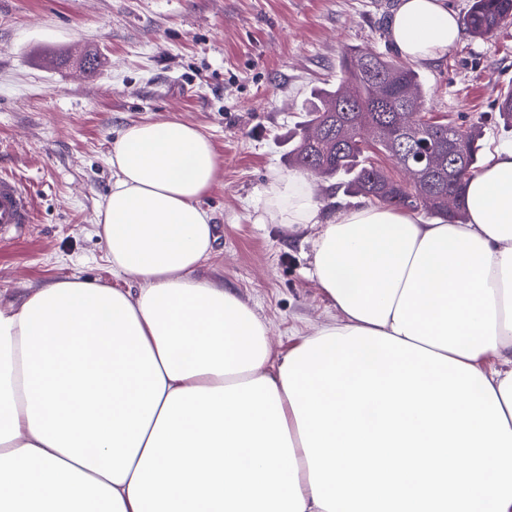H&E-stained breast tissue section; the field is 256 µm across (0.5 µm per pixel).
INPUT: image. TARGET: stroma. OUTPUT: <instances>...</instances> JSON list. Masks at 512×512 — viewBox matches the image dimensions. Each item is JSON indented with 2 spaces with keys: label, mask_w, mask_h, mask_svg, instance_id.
I'll return each mask as SVG.
<instances>
[{
  "label": "stroma",
  "mask_w": 512,
  "mask_h": 512,
  "mask_svg": "<svg viewBox=\"0 0 512 512\" xmlns=\"http://www.w3.org/2000/svg\"><path fill=\"white\" fill-rule=\"evenodd\" d=\"M395 0H0V174L35 200L33 223L0 233V299L78 275L120 288L95 222L112 187L108 156L132 122L201 127L220 168L203 200L220 232L204 271L234 288L282 356L334 321L307 270L306 231L258 223L272 172L341 54L391 49ZM96 59L95 73L82 66ZM417 70L434 115L476 120L512 85V26L464 36Z\"/></svg>",
  "instance_id": "obj_1"
}]
</instances>
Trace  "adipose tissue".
<instances>
[{
    "label": "adipose tissue",
    "mask_w": 512,
    "mask_h": 512,
    "mask_svg": "<svg viewBox=\"0 0 512 512\" xmlns=\"http://www.w3.org/2000/svg\"><path fill=\"white\" fill-rule=\"evenodd\" d=\"M389 35L426 63L464 25L398 0ZM108 162L96 221L133 287L71 276L0 302V512H512V142L470 179L463 223L369 202L328 217L308 175L272 173L261 218L311 230L341 314L278 363L202 272L210 136L131 123Z\"/></svg>",
    "instance_id": "obj_1"
}]
</instances>
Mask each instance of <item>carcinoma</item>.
Wrapping results in <instances>:
<instances>
[{"label": "carcinoma", "mask_w": 512, "mask_h": 512, "mask_svg": "<svg viewBox=\"0 0 512 512\" xmlns=\"http://www.w3.org/2000/svg\"><path fill=\"white\" fill-rule=\"evenodd\" d=\"M464 24L473 37L492 35L512 24V0H473ZM370 56L371 67L363 68L356 65L358 54L343 55L336 85L310 97L304 133L290 151L292 165L339 177L346 192L385 206L460 221L466 217L467 182L480 171L482 126L433 116L426 109L427 91L411 63L389 53ZM496 103L504 126L511 129V86L497 91ZM450 136L461 144L460 163L420 183L407 185L374 161L376 154L391 158L395 141L405 156L429 149L446 157Z\"/></svg>", "instance_id": "1"}]
</instances>
